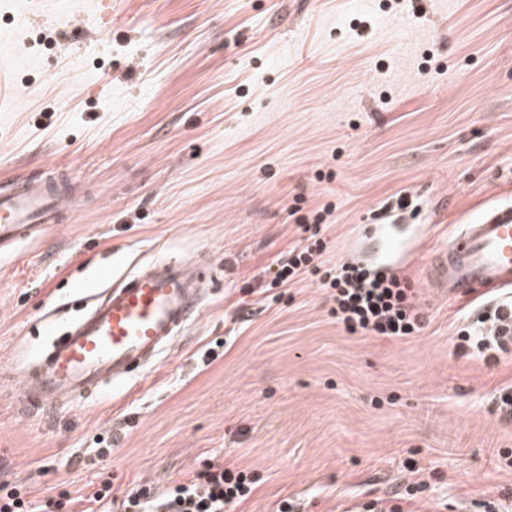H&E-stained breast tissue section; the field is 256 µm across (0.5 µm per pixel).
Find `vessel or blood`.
I'll return each mask as SVG.
<instances>
[{
    "label": "vessel or blood",
    "instance_id": "obj_1",
    "mask_svg": "<svg viewBox=\"0 0 512 512\" xmlns=\"http://www.w3.org/2000/svg\"><path fill=\"white\" fill-rule=\"evenodd\" d=\"M74 199L57 176H16L0 186V258L21 244L41 240ZM375 228L382 250L367 259L350 239L346 257L372 262L387 274L405 267L417 238L404 233L388 212ZM202 264L154 260L114 277L89 295V307L54 340L36 364L19 369L27 398L34 403L79 399L123 384L141 374L169 348L175 336L203 310ZM427 276L449 297L476 289L512 290V202L485 209L461 225L447 249L430 255Z\"/></svg>",
    "mask_w": 512,
    "mask_h": 512
}]
</instances>
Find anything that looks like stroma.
<instances>
[{
    "label": "stroma",
    "instance_id": "35a3bbf8",
    "mask_svg": "<svg viewBox=\"0 0 512 512\" xmlns=\"http://www.w3.org/2000/svg\"><path fill=\"white\" fill-rule=\"evenodd\" d=\"M0 0V181L93 183L64 224L0 260V484L44 503L252 472L229 512H364L411 474V512H512V352L456 349L494 293L452 300L403 272L426 317L351 334L312 279L265 270L328 208L323 261L388 199L438 210L430 248L512 201V0ZM203 258L206 309L161 361L88 399L29 403L35 363L101 270ZM109 448L99 456L95 446Z\"/></svg>",
    "mask_w": 512,
    "mask_h": 512
}]
</instances>
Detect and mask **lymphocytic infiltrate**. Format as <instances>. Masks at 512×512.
I'll use <instances>...</instances> for the list:
<instances>
[{"mask_svg": "<svg viewBox=\"0 0 512 512\" xmlns=\"http://www.w3.org/2000/svg\"><path fill=\"white\" fill-rule=\"evenodd\" d=\"M321 241L296 245L272 273L271 287H279L308 274L316 278L330 304L329 315L352 334L405 338L420 333L424 316L414 300L408 280L385 276L367 267L345 262L329 266L320 262ZM506 317L499 309L481 312L476 324L458 332L459 349H476L485 360L495 359L503 345L498 329ZM256 479L251 472L208 463L188 480L170 485L163 495L142 486L114 496L111 484L86 497L66 501L47 499L35 505L21 489L0 485V512H224L227 505L250 497Z\"/></svg>", "mask_w": 512, "mask_h": 512, "instance_id": "f902f5d3", "label": "lymphocytic infiltrate"}]
</instances>
